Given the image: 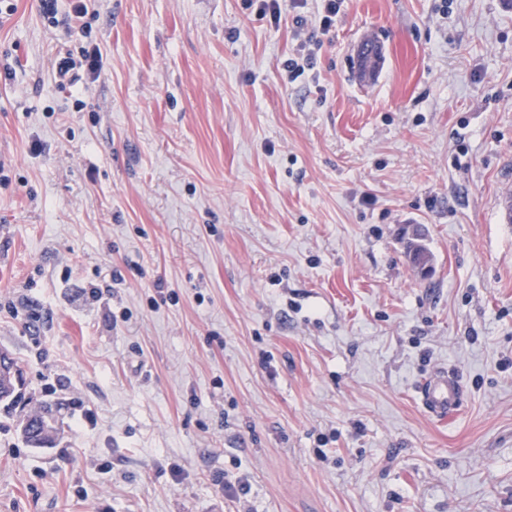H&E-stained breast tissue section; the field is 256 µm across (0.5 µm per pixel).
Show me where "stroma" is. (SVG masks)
<instances>
[{
	"label": "stroma",
	"mask_w": 512,
	"mask_h": 512,
	"mask_svg": "<svg viewBox=\"0 0 512 512\" xmlns=\"http://www.w3.org/2000/svg\"><path fill=\"white\" fill-rule=\"evenodd\" d=\"M13 3L0 349L59 433L0 411V512H512V0H344L292 82L288 7ZM416 392L421 406L438 419L454 416L465 398L458 373L447 367L436 369L421 379Z\"/></svg>",
	"instance_id": "stroma-1"
}]
</instances>
